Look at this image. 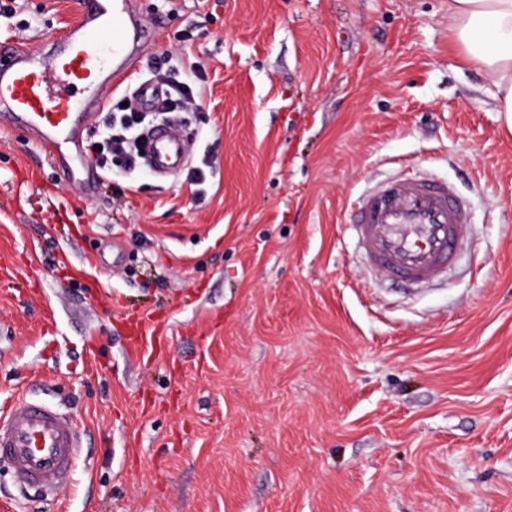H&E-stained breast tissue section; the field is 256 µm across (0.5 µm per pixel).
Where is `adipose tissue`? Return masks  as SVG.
Returning <instances> with one entry per match:
<instances>
[{
  "label": "adipose tissue",
  "mask_w": 512,
  "mask_h": 512,
  "mask_svg": "<svg viewBox=\"0 0 512 512\" xmlns=\"http://www.w3.org/2000/svg\"><path fill=\"white\" fill-rule=\"evenodd\" d=\"M448 20L466 63L493 78L512 131V0H448Z\"/></svg>",
  "instance_id": "1"
}]
</instances>
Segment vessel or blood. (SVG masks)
I'll list each match as a JSON object with an SVG mask.
<instances>
[{
    "mask_svg": "<svg viewBox=\"0 0 512 512\" xmlns=\"http://www.w3.org/2000/svg\"><path fill=\"white\" fill-rule=\"evenodd\" d=\"M148 35L129 0H83L70 33L39 49L0 44V126H21L40 145L67 149L86 166L84 125L101 109L114 77L139 62ZM146 161L154 174L188 163L180 128L159 124L148 135ZM354 229L367 266L401 287L429 284L453 265L468 224L455 188L430 178L381 182L358 203ZM75 419L50 404L18 398L0 414V457L19 483L54 489L66 483L82 446Z\"/></svg>",
    "mask_w": 512,
    "mask_h": 512,
    "instance_id": "vessel-or-blood-1",
    "label": "vessel or blood"
}]
</instances>
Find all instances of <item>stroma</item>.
<instances>
[{
    "label": "stroma",
    "instance_id": "1",
    "mask_svg": "<svg viewBox=\"0 0 512 512\" xmlns=\"http://www.w3.org/2000/svg\"><path fill=\"white\" fill-rule=\"evenodd\" d=\"M177 78L202 191L113 168L92 198L0 127V406L84 433L69 483L0 512H512V133L448 0H131ZM80 0H17L0 43ZM427 172L469 206L445 281L361 262L356 199ZM145 319L152 346L132 335Z\"/></svg>",
    "mask_w": 512,
    "mask_h": 512
}]
</instances>
